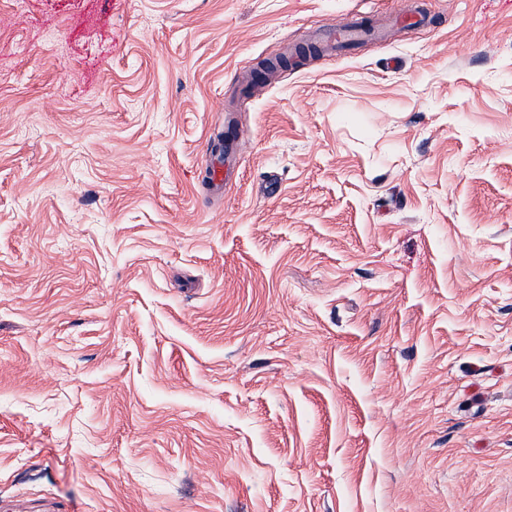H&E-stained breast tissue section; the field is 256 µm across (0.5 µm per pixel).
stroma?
Instances as JSON below:
<instances>
[{
	"label": "stroma",
	"mask_w": 512,
	"mask_h": 512,
	"mask_svg": "<svg viewBox=\"0 0 512 512\" xmlns=\"http://www.w3.org/2000/svg\"><path fill=\"white\" fill-rule=\"evenodd\" d=\"M425 3L245 94L409 0H0V512H512V0ZM364 23L354 17L336 18V23L330 24L325 29V38L329 46H335L336 42H353L364 33Z\"/></svg>",
	"instance_id": "stroma-1"
}]
</instances>
